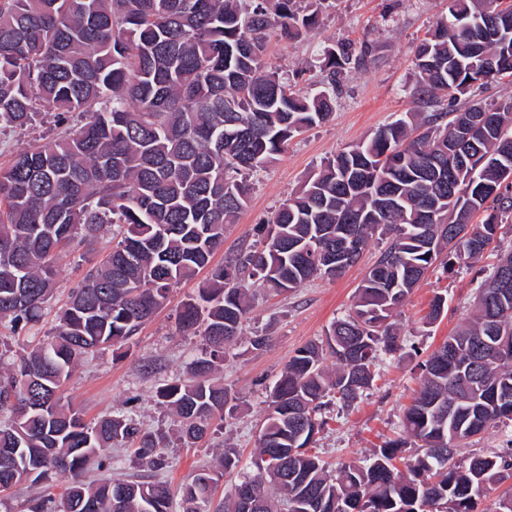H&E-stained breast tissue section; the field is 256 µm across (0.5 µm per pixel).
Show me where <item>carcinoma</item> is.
Masks as SVG:
<instances>
[{"instance_id":"cac0c4a2","label":"carcinoma","mask_w":512,"mask_h":512,"mask_svg":"<svg viewBox=\"0 0 512 512\" xmlns=\"http://www.w3.org/2000/svg\"><path fill=\"white\" fill-rule=\"evenodd\" d=\"M297 0H0V132L22 129L41 112L57 137L17 152L0 166V319L25 328L53 290L62 248L94 245L104 227L124 225L70 292L55 337L0 372V491L15 472L33 483L66 481L58 502L30 500L29 512H173L161 480L91 483L117 446L130 444L147 465H163L167 438L124 415L86 421L63 401L78 361L101 347L121 349L224 243V225L247 206V175L279 155L304 128L325 122L336 74L363 61L362 44L326 47L318 58L328 88L291 90L265 59L267 41L288 40L317 22ZM495 36L474 46L472 29ZM417 99L449 103L479 77L512 76V5L448 0V15L418 45ZM486 114L484 125L476 118ZM460 136L466 168L448 156ZM512 97L456 112H407L372 137L327 159L261 224L264 249L242 248L211 271L198 296L182 304L179 328L206 348L185 380L156 396L176 414L187 441L200 440L234 395L215 374L225 350L243 340L251 312L247 277L276 294L328 277V258L355 234L366 250L389 245L357 288L356 301L325 339L299 348L270 390L255 473L244 510L230 494L224 512H474L485 486L512 471L506 456L454 462L456 449L500 422H512V286L475 304L473 316L422 367L421 390L406 409L403 432L417 452L400 471L407 442L380 447L336 476L309 453L326 424L332 396L349 408L373 383L381 355L402 349L393 312L438 263L479 259L512 218ZM462 196L448 201V179ZM481 240H454L471 224ZM334 360L333 367L326 365ZM216 474L192 475L181 512H211Z\"/></svg>"}]
</instances>
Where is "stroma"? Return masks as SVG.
Returning a JSON list of instances; mask_svg holds the SVG:
<instances>
[{"label": "stroma", "mask_w": 512, "mask_h": 512, "mask_svg": "<svg viewBox=\"0 0 512 512\" xmlns=\"http://www.w3.org/2000/svg\"><path fill=\"white\" fill-rule=\"evenodd\" d=\"M447 12L448 0H323L317 26L303 38L271 42L268 61L293 89L305 94L315 93L321 86L324 75L313 62L325 46L369 43L376 52L363 64L345 71L329 121L296 134L281 155L253 173L250 201L236 223L226 225L224 247L214 254L213 264L223 263L226 253L259 241L262 221L327 158L370 137L403 113L420 111V104L413 101L418 77L412 58L426 32ZM54 131L52 117L42 116L32 126L0 133V165L7 164L17 150L40 143ZM499 236L498 248L489 249L475 267H438L426 274L394 314L402 329L401 350L384 356L372 385L354 406L330 405L328 422L312 443L314 453L334 466L361 462L385 442L403 438L401 420L420 388L421 363L473 315L478 282L500 253L512 249V223L502 224ZM383 248V241H373L358 263L341 277L304 283L285 296L251 288L246 338L225 353L217 374L235 395V409L224 420L213 421L199 442L179 440L176 418L159 403L156 390L160 383L184 377L204 350L201 337L184 334L177 326L180 305L197 293L201 278L173 288L166 304L133 337L128 348H106L80 360L64 394L86 418L124 414L143 429L164 433L168 440L163 450L165 466L157 472H150L122 447L113 449L112 461L103 470H91L89 479L102 475L136 479L153 474L177 497L188 475L214 468L224 450L232 448L240 455L243 469L219 480L214 499L222 501L242 472L253 469L270 386L297 349L322 339L327 327L351 309L361 280ZM97 259V252L80 245L62 252L55 293L40 321L16 333L9 323L0 321V353L12 355L48 339L69 289ZM438 295L445 296L448 305L434 324H424L423 318ZM256 334L267 338L259 350L248 343ZM511 450L512 423L501 424L490 428L480 440L459 448L455 460L464 463L474 456H497Z\"/></svg>", "instance_id": "35a3bbf8"}]
</instances>
